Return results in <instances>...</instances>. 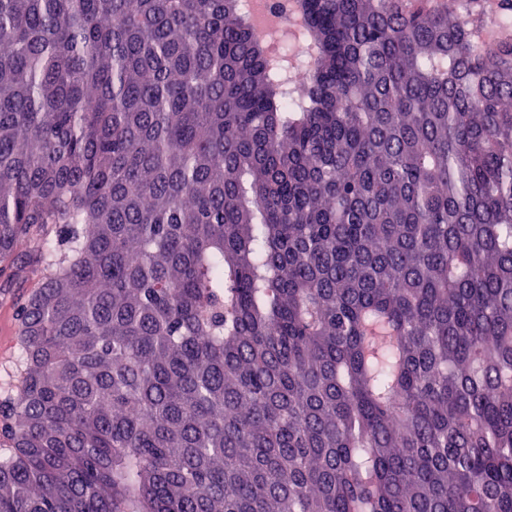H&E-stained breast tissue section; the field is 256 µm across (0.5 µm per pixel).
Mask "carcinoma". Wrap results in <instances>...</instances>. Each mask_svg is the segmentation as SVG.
I'll list each match as a JSON object with an SVG mask.
<instances>
[{
    "label": "carcinoma",
    "mask_w": 512,
    "mask_h": 512,
    "mask_svg": "<svg viewBox=\"0 0 512 512\" xmlns=\"http://www.w3.org/2000/svg\"><path fill=\"white\" fill-rule=\"evenodd\" d=\"M300 7L0 0V512H512V34ZM293 0H244L250 14L255 4L260 6L261 12L273 30L286 31L295 23V12L292 8Z\"/></svg>",
    "instance_id": "carcinoma-1"
}]
</instances>
